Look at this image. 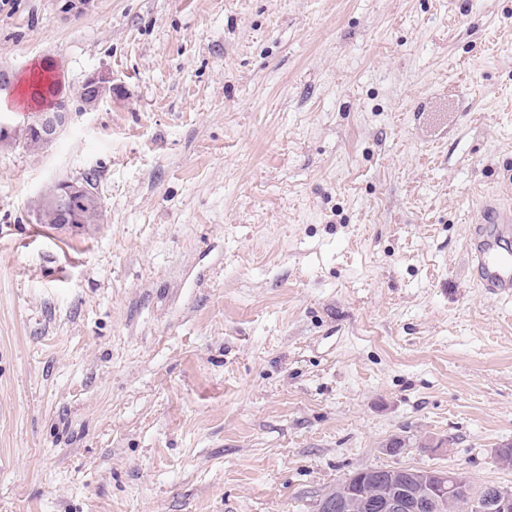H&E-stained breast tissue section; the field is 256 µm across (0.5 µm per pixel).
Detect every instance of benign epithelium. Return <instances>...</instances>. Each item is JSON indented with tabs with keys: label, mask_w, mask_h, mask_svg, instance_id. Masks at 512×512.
Listing matches in <instances>:
<instances>
[{
	"label": "benign epithelium",
	"mask_w": 512,
	"mask_h": 512,
	"mask_svg": "<svg viewBox=\"0 0 512 512\" xmlns=\"http://www.w3.org/2000/svg\"><path fill=\"white\" fill-rule=\"evenodd\" d=\"M112 74L106 70H95L87 75L82 83L81 94L85 98V110H94L101 101L112 96ZM69 118V113L52 108L37 111L26 127L43 142L51 144L61 135ZM58 199H69L92 190L85 182L59 179L52 184ZM389 474V490L381 499L365 504V507L379 512H440L441 504L460 491L461 481L452 474L442 471L424 470L414 473L411 480L420 489L411 492L398 485L400 470L386 469ZM483 512H512V490L497 485L485 487Z\"/></svg>",
	"instance_id": "benign-epithelium-1"
}]
</instances>
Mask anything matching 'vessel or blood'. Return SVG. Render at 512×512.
<instances>
[{"label":"vessel or blood","instance_id":"obj_1","mask_svg":"<svg viewBox=\"0 0 512 512\" xmlns=\"http://www.w3.org/2000/svg\"><path fill=\"white\" fill-rule=\"evenodd\" d=\"M467 265L473 281L490 298L512 299V209L483 206L470 225Z\"/></svg>","mask_w":512,"mask_h":512}]
</instances>
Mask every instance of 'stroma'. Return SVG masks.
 <instances>
[{
    "instance_id": "obj_1",
    "label": "stroma",
    "mask_w": 512,
    "mask_h": 512,
    "mask_svg": "<svg viewBox=\"0 0 512 512\" xmlns=\"http://www.w3.org/2000/svg\"><path fill=\"white\" fill-rule=\"evenodd\" d=\"M0 0L112 98L0 146V512H316L363 468L512 488V0ZM95 174L104 222L38 224ZM400 440L399 454L387 451ZM36 116L31 122H27L24 128H31L33 134L24 140L15 143V147H21L28 151H38L48 147L47 144L53 143L63 132L69 118V113L52 108L36 110ZM476 224H470L467 265L473 281L492 299H512V209L483 205Z\"/></svg>"
}]
</instances>
